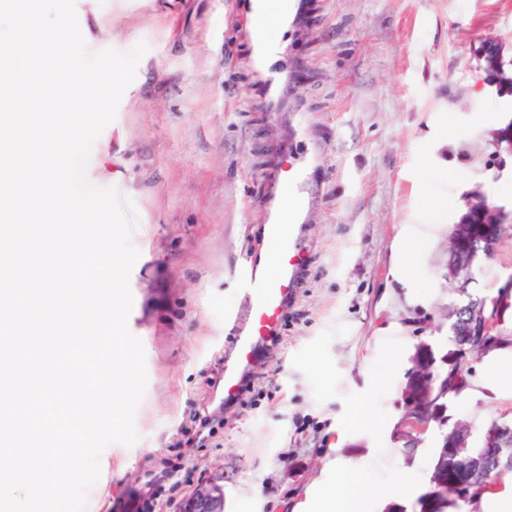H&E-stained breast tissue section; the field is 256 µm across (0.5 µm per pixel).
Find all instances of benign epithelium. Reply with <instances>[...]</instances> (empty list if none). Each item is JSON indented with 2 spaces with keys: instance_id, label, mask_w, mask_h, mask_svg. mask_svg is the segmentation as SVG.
<instances>
[{
  "instance_id": "1",
  "label": "benign epithelium",
  "mask_w": 512,
  "mask_h": 512,
  "mask_svg": "<svg viewBox=\"0 0 512 512\" xmlns=\"http://www.w3.org/2000/svg\"><path fill=\"white\" fill-rule=\"evenodd\" d=\"M480 58L486 71L501 72L502 45L494 38L483 44ZM512 223V214L488 202L480 193L466 199V212L452 226L448 235V279L457 284V290L467 293L473 281V272L483 260H491L502 243L500 232ZM482 224L487 233L480 239L473 236V225ZM512 298V280L500 294L487 302H470L453 312L457 319V335L461 339L450 344L446 351L425 366L418 354L433 352L422 343L411 356L412 367L402 391L405 413L396 429L395 439L403 442L408 454H413L424 442L429 431H439L440 438L435 454L439 466L431 474L430 487L452 486L455 504L463 508L470 499L477 478V465L484 463L480 452H468L471 433L462 426L448 430V394H459L470 383H461L460 370L470 362L502 347L506 339L496 332L502 312L509 307ZM499 440L494 453L496 465L507 462L512 468V424L499 427ZM176 512H224V489L216 484L200 487L181 501Z\"/></svg>"
}]
</instances>
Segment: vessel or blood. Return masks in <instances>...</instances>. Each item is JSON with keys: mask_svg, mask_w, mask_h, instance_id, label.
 Listing matches in <instances>:
<instances>
[{"mask_svg": "<svg viewBox=\"0 0 512 512\" xmlns=\"http://www.w3.org/2000/svg\"><path fill=\"white\" fill-rule=\"evenodd\" d=\"M274 51L266 31H253L251 53L256 66L265 67ZM300 182V172L291 165L283 167L277 175L283 206L269 213L264 226V235L274 248L250 256L244 280L249 316L243 321L235 317L229 320L234 351L224 366L225 401L238 399L246 385L247 373L258 362L267 343L279 335L281 315L294 299L307 266L298 236L304 208Z\"/></svg>", "mask_w": 512, "mask_h": 512, "instance_id": "obj_1", "label": "vessel or blood"}]
</instances>
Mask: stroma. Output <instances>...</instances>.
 <instances>
[{
	"mask_svg": "<svg viewBox=\"0 0 512 512\" xmlns=\"http://www.w3.org/2000/svg\"><path fill=\"white\" fill-rule=\"evenodd\" d=\"M90 52L148 50L93 144L88 182L115 189L137 220L130 332L148 382L132 446L110 444L83 512H135L155 480L153 512H175L206 480L224 512H360L412 505L433 468L435 436L413 456L394 438L402 388L421 343L448 342L460 300L448 279V229L480 190L512 210V165L491 132L512 96L484 84L475 50L500 39L512 58V0H298L273 29L278 96L251 63L246 0H75ZM454 139L437 147L441 126ZM454 161L442 175L436 158ZM303 167L299 236L308 255L297 297L238 400L218 408L227 313L247 317L242 277L267 248L276 162ZM447 209L421 211L418 191ZM409 252L400 282L395 247ZM512 279V234L469 290L495 297ZM216 411L205 441L195 415ZM512 394L470 395L451 412L482 426Z\"/></svg>",
	"mask_w": 512,
	"mask_h": 512,
	"instance_id": "1",
	"label": "stroma"
}]
</instances>
